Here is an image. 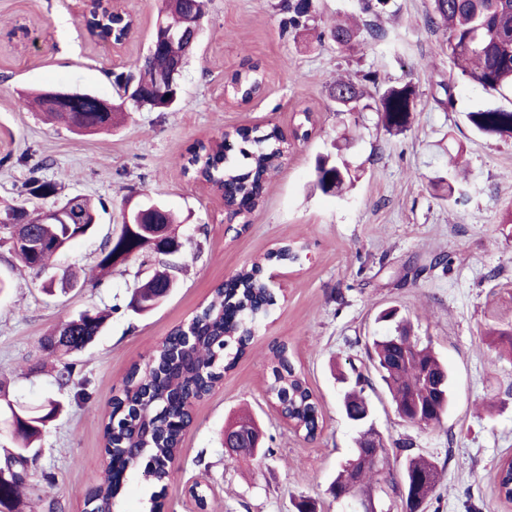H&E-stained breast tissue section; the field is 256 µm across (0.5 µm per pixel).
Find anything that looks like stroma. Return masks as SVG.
<instances>
[{"label": "stroma", "mask_w": 512, "mask_h": 512, "mask_svg": "<svg viewBox=\"0 0 512 512\" xmlns=\"http://www.w3.org/2000/svg\"><path fill=\"white\" fill-rule=\"evenodd\" d=\"M278 0H206L202 33L180 75L181 98L160 111L126 102L118 126L78 134L48 119L24 95L63 87L116 99L111 75L146 54L156 0H123L135 25L115 48L90 36L82 0H0V202L26 210L83 195L103 203L91 236L79 239L43 270L29 269L0 246V382L11 400L36 407L60 403L38 443L39 454L15 512H82L104 458L103 425L114 394L133 365L146 363L161 340L188 322L214 288L276 244L302 241L295 265L271 263L264 278L279 301L223 381L193 409L161 501L164 512H295L310 499L316 512H343L330 492L338 464L354 446L332 367L373 375L366 346L392 331L381 313L397 309L412 333L431 343L452 376L453 401L443 423L421 429L402 421L380 383L368 395L373 426L395 445L436 460L438 496L425 512H512L496 489V464L512 456V349L495 331L512 327V139L474 134L468 112L512 101L458 78L442 31L427 24L431 0H388L354 49L325 36L283 29ZM247 61L265 72L263 93L246 104L224 96V81ZM364 80L367 107L336 111V77ZM412 84L417 110L402 132L387 131L374 106L392 85ZM312 114L307 138L292 140L268 180L248 225L228 224L220 200L190 179L183 158L199 143L239 126L292 132ZM463 146L468 194L448 198V151ZM342 153L353 184L338 196L314 183L318 157ZM60 180L56 199L23 187L28 170ZM163 202L179 218L185 249L177 286L151 313L129 302L150 273L142 254L97 278L104 241L117 232L128 204ZM446 257L447 266L433 265ZM88 285L47 294L43 283L64 271ZM86 309L109 317L94 342L70 356L73 374L59 384L60 362L40 347L57 325ZM287 343L317 395L323 429L304 440L269 402L265 386L275 344ZM247 410L263 431L264 451L228 461L226 421ZM206 495L197 510L190 490Z\"/></svg>", "instance_id": "1"}]
</instances>
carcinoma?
<instances>
[{
    "instance_id": "carcinoma-1",
    "label": "carcinoma",
    "mask_w": 512,
    "mask_h": 512,
    "mask_svg": "<svg viewBox=\"0 0 512 512\" xmlns=\"http://www.w3.org/2000/svg\"><path fill=\"white\" fill-rule=\"evenodd\" d=\"M152 39L166 30L189 32L200 25L204 16V0H160ZM432 12L427 24L441 28L446 34L448 55L459 69L461 79L486 91L512 93V0H432ZM284 27L291 30L310 29L316 22L313 0H282L280 5ZM127 22L119 17L104 21L91 15L88 27L100 36L119 39ZM331 39L341 49L350 48L358 37L356 25L338 23L329 30ZM195 44L186 39L170 43L162 51L146 54L134 67L125 72L112 73L113 84L119 92L120 102L112 103L113 113L99 112L97 97H86L75 107L49 104L44 93L37 95L41 111L58 121L72 126L82 122L91 127L109 131L112 122L122 111V102L135 98L137 103L152 108H169L180 95L181 65ZM263 82V73L255 64L237 71L228 85V97L247 101L251 93ZM330 97L338 112H360L365 99L363 86L352 79H338L330 84ZM378 111L384 127L400 132L410 123L416 111L415 92L409 83L388 87L380 97ZM470 127L478 134L498 139H512V108H486L467 113ZM288 147L283 135L272 127L262 130L243 126L218 140L202 144L183 158V170L210 183L213 188L238 205L240 220L260 205L264 182L279 168L284 150ZM40 167L30 169L25 182L29 194L43 187L47 196L58 192L59 183L40 175ZM314 177L321 191L328 195L340 194L351 181L344 160H319ZM464 177L453 163H448V197L462 195ZM76 225L49 224L40 212L31 224L21 227L19 235H34L41 241L40 250L32 254L25 246L14 254L27 267H45L58 254V249L75 240ZM182 246L176 239L161 242L156 232L145 224L124 227L114 241H105L96 264L98 275L112 273V269L131 256L144 250L155 254L162 245ZM300 246L284 244L270 251L235 276L233 287L220 285L211 294L210 301L189 322L191 342L184 352L186 333L182 326L172 329L156 347L144 366L131 368L120 393L112 398V411L104 425L107 461L103 462L97 486L85 500L89 512H120L118 498L125 476L139 479L152 489L144 508L160 512V490L171 478V465L176 460L183 431L181 424L189 417L190 401L207 396L223 378L224 370L232 367L253 340L258 323L267 318L277 305V295L263 280L266 262H274ZM174 287L170 268L157 270L137 288L139 310L149 311L163 301ZM108 314L96 311L92 315L80 314L61 323L56 333L41 343L57 360H62L87 348L101 331ZM371 360L378 377L389 391L396 414L403 415L406 401L413 397L423 405L429 402L431 389L422 381V373L429 372L441 384L440 400L431 411L408 414L412 423L439 425L450 405V377L448 368L432 347L419 339L405 347L396 343L395 335L380 336L372 341ZM345 384L342 404L347 416L361 414L371 408L364 396L361 376ZM267 395L281 416L294 430L307 440L315 439L314 432L322 426L317 397L308 386L302 372L292 362L288 345L281 343L272 348L271 375L267 382ZM57 405L50 401L29 413L23 409L17 420V433L21 445L5 448L0 454V465L20 467L31 454L42 426L56 415ZM377 443L367 448L365 443ZM351 454L338 465L331 486L351 496L363 484L370 490L385 482L383 467L388 452L374 428L358 430ZM403 456L402 471L411 490L423 507L434 495L438 484L437 463L412 451L408 445L399 449Z\"/></svg>"
}]
</instances>
